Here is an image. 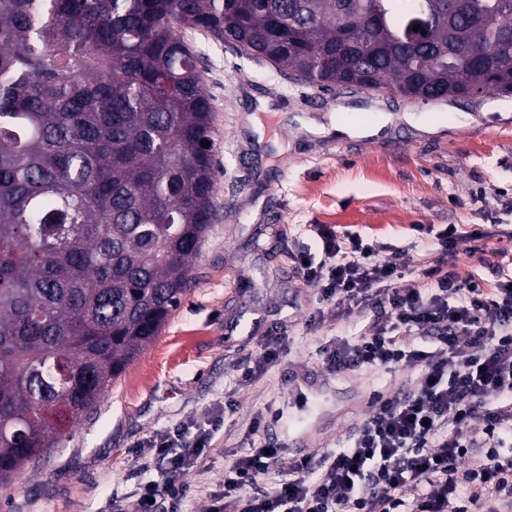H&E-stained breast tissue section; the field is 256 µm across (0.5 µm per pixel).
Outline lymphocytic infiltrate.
<instances>
[{
	"label": "lymphocytic infiltrate",
	"mask_w": 512,
	"mask_h": 512,
	"mask_svg": "<svg viewBox=\"0 0 512 512\" xmlns=\"http://www.w3.org/2000/svg\"><path fill=\"white\" fill-rule=\"evenodd\" d=\"M321 256L299 252L306 283L339 320H363L353 341L325 347L330 370L414 367L410 386L374 394L350 444L301 458L251 448L224 472L210 512H512V278L485 288L437 267L405 286L403 253L379 259L356 234L321 225ZM429 334L433 350L410 344ZM216 421L192 439L154 440L163 482L146 483L136 512H180L184 478L207 451ZM285 477L260 488L272 468Z\"/></svg>",
	"instance_id": "1"
}]
</instances>
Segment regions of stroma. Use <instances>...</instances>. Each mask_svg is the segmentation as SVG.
<instances>
[{"label": "stroma", "mask_w": 512, "mask_h": 512, "mask_svg": "<svg viewBox=\"0 0 512 512\" xmlns=\"http://www.w3.org/2000/svg\"><path fill=\"white\" fill-rule=\"evenodd\" d=\"M181 35L202 57L216 167V217L190 289L98 409L0 487V512H132L140 487L161 479L150 440L218 414L223 424L184 481L183 512H208L225 468L252 445L251 419L266 409L281 416L263 437L287 455L346 446L371 393L409 384L417 372L328 368L324 347L363 325L337 320L303 278L295 255H320L315 225L361 235L382 259L405 252L410 284L436 265L488 288L512 274V98L424 104L388 90H323L204 30ZM263 99L272 127L259 134L244 118ZM382 113L393 120L372 136L332 128L370 125ZM312 121L323 134L306 131ZM451 224L460 237L446 256L437 235ZM478 225L486 237L471 240ZM317 313L321 322L311 324ZM276 337L286 356L244 381L262 342ZM300 395L305 405L296 404Z\"/></svg>", "instance_id": "stroma-1"}]
</instances>
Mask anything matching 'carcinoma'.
Here are the masks:
<instances>
[{
	"instance_id": "1",
	"label": "carcinoma",
	"mask_w": 512,
	"mask_h": 512,
	"mask_svg": "<svg viewBox=\"0 0 512 512\" xmlns=\"http://www.w3.org/2000/svg\"><path fill=\"white\" fill-rule=\"evenodd\" d=\"M183 27L324 89L512 96V0H0L1 488L189 290L215 167Z\"/></svg>"
}]
</instances>
